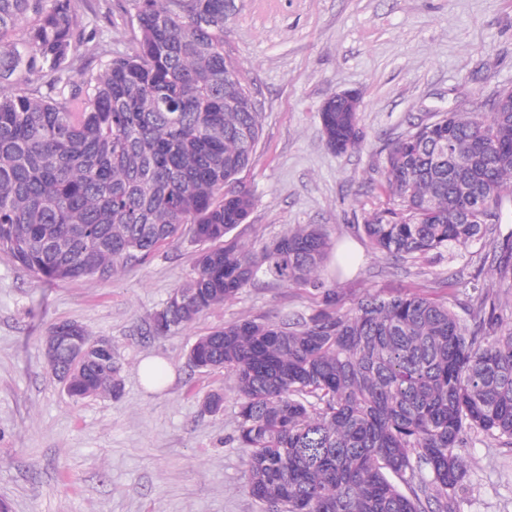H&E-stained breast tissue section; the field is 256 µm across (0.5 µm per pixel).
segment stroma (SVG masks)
I'll return each mask as SVG.
<instances>
[{"label": "stroma", "mask_w": 512, "mask_h": 512, "mask_svg": "<svg viewBox=\"0 0 512 512\" xmlns=\"http://www.w3.org/2000/svg\"><path fill=\"white\" fill-rule=\"evenodd\" d=\"M224 52L242 69L263 132L241 179L256 199L236 233L251 242L303 224L349 242L354 267L336 277L342 308L454 276L457 304L475 287L497 288L478 247L397 266L354 239L353 225L387 207L381 188L389 143L441 112H473L512 86V0H231ZM360 100L364 139L336 154L320 110L336 94ZM197 247L166 244L107 282L36 281L0 255V501L10 512H263L244 490L248 449L236 441L237 396L223 370L191 367L188 353L215 328L256 317L308 315L321 297L268 281L244 289L193 324L149 336L146 321L192 277ZM75 321L111 338L121 363L119 397H71L44 358L53 323ZM164 367L147 384L142 361ZM224 394L220 414L206 397ZM461 512H512V447L471 437Z\"/></svg>", "instance_id": "1"}]
</instances>
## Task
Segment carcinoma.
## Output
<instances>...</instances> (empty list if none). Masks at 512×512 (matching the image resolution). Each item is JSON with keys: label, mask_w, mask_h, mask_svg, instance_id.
<instances>
[{"label": "carcinoma", "mask_w": 512, "mask_h": 512, "mask_svg": "<svg viewBox=\"0 0 512 512\" xmlns=\"http://www.w3.org/2000/svg\"><path fill=\"white\" fill-rule=\"evenodd\" d=\"M78 0H0V254L36 280L107 282L163 244L198 246L194 276L147 331L167 335L259 278L310 287L322 308L199 337L189 363L231 375L247 493L264 512H458L459 453L483 434L512 445V323L489 294L461 309L425 290L368 294L346 311L316 277L337 250L320 224L250 246L232 232L255 198L239 187L262 135L242 71L224 54V0H130L135 49L112 55V12ZM91 45L97 69L76 67ZM26 71L37 81H20ZM446 112L389 147L392 207L354 228L395 262L481 243L512 292V112ZM326 146L363 139L343 104L320 113ZM50 364L70 396L120 394L112 341L76 322Z\"/></svg>", "instance_id": "cac0c4a2"}]
</instances>
